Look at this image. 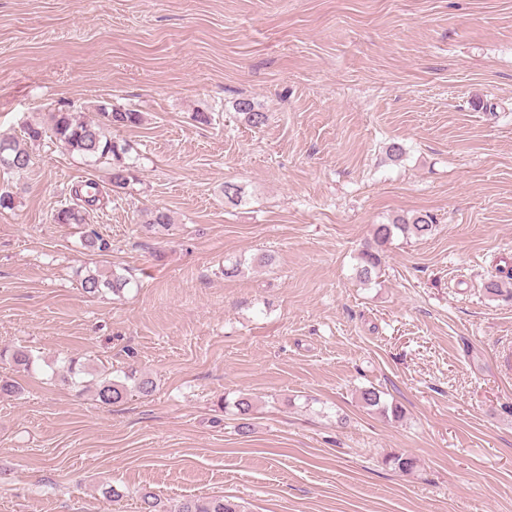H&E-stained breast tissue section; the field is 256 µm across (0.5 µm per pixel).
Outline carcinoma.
Segmentation results:
<instances>
[{"label":"carcinoma","mask_w":512,"mask_h":512,"mask_svg":"<svg viewBox=\"0 0 512 512\" xmlns=\"http://www.w3.org/2000/svg\"><path fill=\"white\" fill-rule=\"evenodd\" d=\"M98 111L107 115V123L98 124L85 121L70 112L59 111L50 114L51 131L72 155L95 166H102L107 171L110 191L122 193L129 185L132 172L136 168V160L129 155V149L112 139L109 128L112 126H135L142 122V113L135 109H114L104 103ZM235 111L243 115L244 120L254 127L262 126L268 119L266 113L260 111L255 103L248 98H241L235 103ZM43 135L39 127L29 126L25 137H0V142L7 143L3 158L18 161L8 168L0 163L3 171L19 172L27 169L32 162L28 150V142L36 141ZM76 203L63 207L55 214L60 224L85 223V211L95 207L104 199L100 184L94 181L80 184L73 190ZM434 230V220L428 214H416L411 217H398L389 224H376L373 229L372 243L368 244L358 256L357 275L364 282L372 281L378 274L385 248L393 243L395 237L401 235L426 237ZM129 285V280L115 269H95L87 271L81 280V288L89 295H97L105 290L113 294L122 293ZM10 357V361L26 372L34 370L37 362L33 355L21 348L12 353L0 354V358ZM129 386L123 381L114 380L108 375L100 377L95 387V395L101 403L110 405L122 402L128 395ZM362 404L377 411L385 418L399 420L404 417L401 406L389 403L384 399V392L370 387L360 391ZM385 463L401 472H410L416 466V460L408 455L391 454ZM178 512H239L238 505L224 497H211L186 501Z\"/></svg>","instance_id":"obj_1"}]
</instances>
